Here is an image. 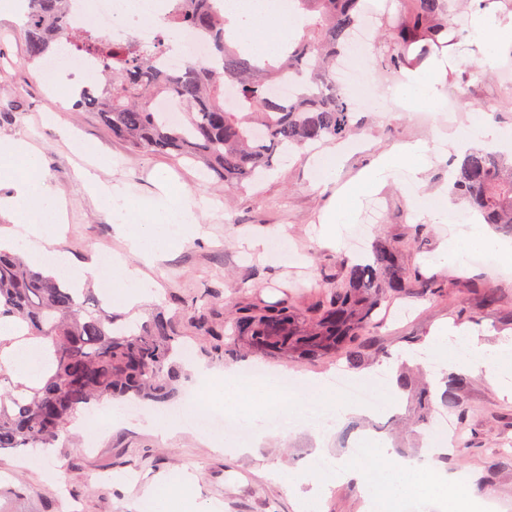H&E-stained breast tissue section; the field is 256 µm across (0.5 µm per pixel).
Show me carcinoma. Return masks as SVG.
<instances>
[{
    "label": "carcinoma",
    "mask_w": 512,
    "mask_h": 512,
    "mask_svg": "<svg viewBox=\"0 0 512 512\" xmlns=\"http://www.w3.org/2000/svg\"><path fill=\"white\" fill-rule=\"evenodd\" d=\"M306 17L303 33L283 54L259 59L225 36L229 20L215 0H181L165 17V36L186 29L208 43L218 65L187 62L160 67L156 55L135 44L111 45L71 29L69 0H31L23 26L26 59L42 64L58 48L92 54L104 87L83 89L77 105L97 113L112 135L134 150L199 162L227 189L257 182L277 157L349 137L354 102L334 80L336 60L350 48L363 0H296ZM399 19L380 15L373 54L388 74L415 68L442 49L460 48L468 35L453 20V0H404ZM300 79L296 94L276 97L285 75ZM167 99L179 109L171 121L155 108ZM453 193L504 236H512V159L488 148L466 152ZM373 262L354 264L303 308L295 294L271 306L237 309L230 344L240 336L255 352L275 350L300 360L337 353L351 365L368 360L373 313L384 301L410 294L438 295L443 282L409 267L402 249L376 234ZM0 320L11 325L0 339V449L53 448L69 425L102 403L147 398L163 401L177 381L174 355L179 332L158 313L137 328L120 326L89 288H72L32 268L20 253L0 251ZM35 349L42 355L37 378H14L1 359ZM468 382L456 374L442 394L457 404Z\"/></svg>",
    "instance_id": "obj_1"
}]
</instances>
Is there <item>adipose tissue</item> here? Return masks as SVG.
<instances>
[{
    "label": "adipose tissue",
    "instance_id": "ef3b65f1",
    "mask_svg": "<svg viewBox=\"0 0 512 512\" xmlns=\"http://www.w3.org/2000/svg\"><path fill=\"white\" fill-rule=\"evenodd\" d=\"M227 9L237 21V36L246 51L256 57L279 55L283 47L275 37L276 29L287 17L278 0H228ZM470 39L481 45L487 56H495L512 47V12L498 9L475 11L470 20ZM448 70L443 61L429 59L417 69L408 71L403 80L386 89V96L400 99L408 111L426 109L437 111L444 99ZM502 135L486 115H479L469 126L449 135L448 143L457 153L473 147H490L501 143ZM430 149L425 142H405L380 154L359 177L344 185H337L340 155L328 147L314 154L312 166L319 173L318 184L334 188L333 202L322 218L319 229L321 243L333 246L339 243L345 227L355 223L365 198L379 194L397 173H404L406 182L422 184L430 166ZM86 189L94 196L100 209L110 216L121 232L125 246L149 266L162 261L174 245L176 237L201 235L197 202L186 192L173 190L166 172H157L155 184L159 190L156 200L144 206L143 216H136L125 193L119 187L105 185L99 177L84 170L79 174ZM0 182L9 184L10 195L0 197V214H8L15 231L0 236V250L28 253L32 263L46 273L58 274L68 267L77 282L94 280L114 308L123 312L135 310L150 294V288L129 268L122 257H115L109 269L102 270L90 264H74L53 246V239L43 224L33 223L31 210L37 209L52 222L62 218L61 200L50 186L36 149L22 139H0ZM506 245L479 219H471L465 228L441 242L438 258L442 266L456 269L466 265L467 258L477 251L506 252ZM433 352L445 355L447 364L458 371L477 372L489 365L498 366L496 381L503 394L512 396V339L493 346L480 344L460 327L443 326L427 342ZM198 377L209 386V395L221 399L225 409L234 416L259 426L260 419L254 407L259 402L272 400L287 403L289 411L300 408L302 400L285 396L275 379L257 388L237 384L234 369L216 374L197 367ZM343 477L361 481L367 512H398L402 500L414 494L425 493L443 497L446 477L432 476L415 460L396 456L389 442L374 441L366 469L351 465L341 468ZM153 512H205L198 503L193 485L188 479L162 492L152 494Z\"/></svg>",
    "mask_w": 512,
    "mask_h": 512
}]
</instances>
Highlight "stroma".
<instances>
[{
    "label": "stroma",
    "instance_id": "obj_1",
    "mask_svg": "<svg viewBox=\"0 0 512 512\" xmlns=\"http://www.w3.org/2000/svg\"><path fill=\"white\" fill-rule=\"evenodd\" d=\"M23 43L22 22L0 14V74L7 78L0 90V113L12 115L10 121H0V137L25 139L39 151L47 177L64 203V219L56 231L58 249L76 262L101 265L112 253L125 252L111 219L77 177L79 170L94 169L101 155L111 160L99 174L101 181L124 189L138 206L157 198L154 174L167 171L172 187L189 192L199 203L206 235L175 246L154 267L143 266L137 255L125 253L127 265L139 269L142 279L154 285L153 297L137 309L136 319L144 322L165 312L181 332L182 342L193 350L194 361L180 368L174 394L162 405L137 402L127 410L123 425L107 427L90 449L76 425L71 428L72 442L36 452L32 463L25 461L21 450L1 449L0 512H139L147 486L186 473L193 478L198 502L217 505L219 512H298L294 495L270 478L268 468L274 465L294 476L308 473L321 443L318 427L283 430L271 423V415H284V406L271 401L259 404L268 434L248 455L229 448L214 450L212 439L190 427L167 436L150 428L149 420L159 409L173 413L188 406L189 394L199 386L193 372L197 362L215 372L258 364L268 372H292L306 381L339 369L356 380L383 370L394 380L398 363L409 359L422 370L411 388L393 387V405L387 414L378 418L360 411L348 422L355 428L353 439L384 438L397 455L420 458L429 446L427 430L418 423L420 394L426 390L431 399H438L450 374L445 367L437 372L430 369L434 355L424 348L427 339L447 323L465 327L482 343L512 336V272L473 265L459 274L435 267L440 243L457 232V225L436 224L428 234L413 235L418 213L415 193L434 196L459 160L457 152L440 148L438 123L397 105L359 109L357 130L343 144L339 180L355 179L395 144L428 143L432 164L424 184L415 190L391 184L376 195V228L403 245L409 265L446 280V292L397 298L378 308L373 314L378 325L371 331L374 359L365 367L351 368L333 354L309 361L271 352L256 354L227 347L220 335L227 312L251 303L275 304L289 287L306 299H316L321 289L335 282L341 271L339 259L354 261L371 253L367 245L354 252L348 228L337 247L318 242L320 217L331 195L314 185L311 151L275 160L263 181L226 194L217 178L204 175L187 159L128 149L113 139L96 113L75 109L71 96L48 98L38 67L26 61ZM482 59L477 46L461 52L457 70L449 75L445 99L459 103L457 121L483 112L512 139V92H503L501 77L472 70V63ZM49 111L57 115L56 125L44 124L42 116ZM278 226L284 228L290 246L302 254V262L289 265L278 254L264 261L249 250L251 237ZM488 287L498 291L492 307L483 303ZM493 376V369H480L460 392V408H445V415L464 435L465 445L449 451L438 467L465 474L483 512H512V398L501 394Z\"/></svg>",
    "mask_w": 512,
    "mask_h": 512
}]
</instances>
